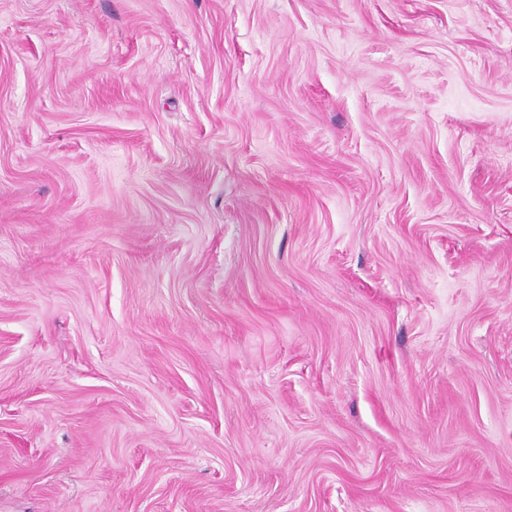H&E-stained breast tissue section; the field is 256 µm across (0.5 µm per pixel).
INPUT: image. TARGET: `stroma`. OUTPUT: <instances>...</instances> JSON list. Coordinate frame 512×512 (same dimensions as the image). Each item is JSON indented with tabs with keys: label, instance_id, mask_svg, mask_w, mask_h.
Returning <instances> with one entry per match:
<instances>
[{
	"label": "stroma",
	"instance_id": "obj_1",
	"mask_svg": "<svg viewBox=\"0 0 512 512\" xmlns=\"http://www.w3.org/2000/svg\"><path fill=\"white\" fill-rule=\"evenodd\" d=\"M0 512H512V0H0Z\"/></svg>",
	"mask_w": 512,
	"mask_h": 512
}]
</instances>
